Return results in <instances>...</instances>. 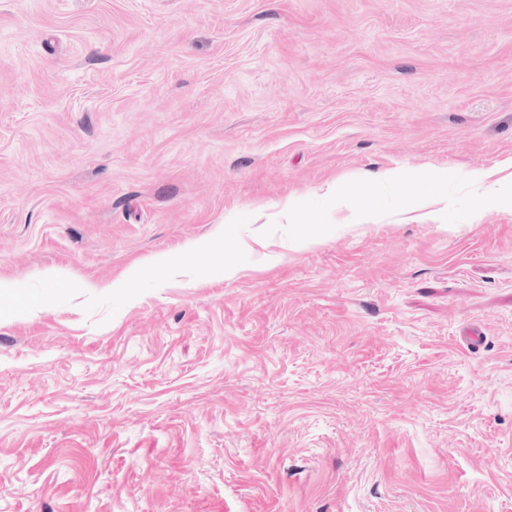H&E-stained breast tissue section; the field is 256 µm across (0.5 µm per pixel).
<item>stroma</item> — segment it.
<instances>
[{
  "label": "stroma",
  "mask_w": 512,
  "mask_h": 512,
  "mask_svg": "<svg viewBox=\"0 0 512 512\" xmlns=\"http://www.w3.org/2000/svg\"><path fill=\"white\" fill-rule=\"evenodd\" d=\"M477 175L512 0H0V512H512ZM452 177V173L448 169H440L435 171H427L422 173L417 169L409 170L405 176L406 183L413 189V204L410 211L419 210L428 204L425 196L421 195L418 191V186L424 180H431L432 182H448Z\"/></svg>",
  "instance_id": "1"
}]
</instances>
